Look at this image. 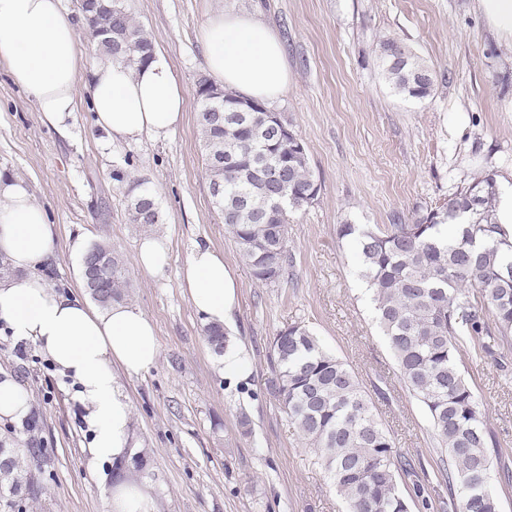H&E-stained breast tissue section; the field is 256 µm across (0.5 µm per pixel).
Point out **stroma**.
I'll use <instances>...</instances> for the list:
<instances>
[{"label": "stroma", "mask_w": 512, "mask_h": 512, "mask_svg": "<svg viewBox=\"0 0 512 512\" xmlns=\"http://www.w3.org/2000/svg\"><path fill=\"white\" fill-rule=\"evenodd\" d=\"M175 73L185 119L167 138L113 141L95 123L89 87L95 46L80 34L76 111L67 132L45 124L0 57V172L22 180L56 228L53 283L84 292L75 243H105L130 280L124 301L151 319L156 364L120 375L131 428L146 464L92 465L90 434L73 386L36 345L0 331V376L26 391L31 409L0 419V444L21 449L25 512H110L106 489L118 473L147 483L154 512H344L342 499L269 385L275 334L305 324L347 363L372 397L396 448L421 460L438 485L440 447L425 406L405 387L358 276L353 244L338 224H389L426 213L473 175L492 171L512 187V48L500 43L476 0H124ZM248 12L274 28L289 84L273 111L303 140L321 184L294 214L293 265L278 283L257 282L226 231L210 191L197 126V81L206 73L200 32L212 13ZM402 40L436 71L423 101L385 83L378 44ZM153 194L157 231L170 237L164 269L136 265L149 226L130 223L133 191ZM224 253L236 286L230 330L251 363L248 378L223 376L203 316L180 286L194 243ZM460 365L503 450L491 484L500 512H512V350L505 365L470 341ZM248 416L249 428L240 425Z\"/></svg>", "instance_id": "1"}]
</instances>
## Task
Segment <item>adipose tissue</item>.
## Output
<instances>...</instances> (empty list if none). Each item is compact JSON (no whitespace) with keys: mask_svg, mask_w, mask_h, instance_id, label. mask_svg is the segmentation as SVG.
<instances>
[{"mask_svg":"<svg viewBox=\"0 0 512 512\" xmlns=\"http://www.w3.org/2000/svg\"><path fill=\"white\" fill-rule=\"evenodd\" d=\"M207 69L240 96L270 103L288 88V62L277 34L250 13L211 16L202 29ZM0 57L43 120L66 128L76 103L77 22L62 0H0ZM92 108L113 139L168 136L182 121L183 96L163 55L128 70L109 61L93 69ZM55 227L21 180L0 174V255L13 270L0 279V325L34 342L74 380L76 400L93 434L95 460L130 454L131 405L117 374L149 370L159 355L154 323L133 307L104 309L55 291L43 270L53 256ZM181 284L198 313L225 325L235 284L224 254L194 244ZM112 512H152L145 484L120 481L107 490Z\"/></svg>","mask_w":512,"mask_h":512,"instance_id":"1","label":"adipose tissue"}]
</instances>
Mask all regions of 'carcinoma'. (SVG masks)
Returning a JSON list of instances; mask_svg holds the SVG:
<instances>
[{"instance_id": "obj_1", "label": "carcinoma", "mask_w": 512, "mask_h": 512, "mask_svg": "<svg viewBox=\"0 0 512 512\" xmlns=\"http://www.w3.org/2000/svg\"><path fill=\"white\" fill-rule=\"evenodd\" d=\"M86 28L99 54L127 69L153 58L155 47L137 25L123 0H96ZM382 73L405 99L428 98L436 72L396 38L378 45ZM198 125L210 184L224 186L214 198L241 259L254 279L276 283L292 264L288 250L291 214L317 200L321 184L309 165L306 148L293 147L297 133L275 141L266 127V111L251 113L252 131L218 118L217 108L237 100L235 91L209 84L198 90ZM286 164L288 204L270 210L273 186L265 172ZM482 198L470 209L473 191ZM499 191L495 176L478 174L438 208L391 224L336 226L339 239L356 249L359 277L372 295L378 326L408 390L426 407L438 444L445 453L439 470L448 496L440 512H500L489 484L492 457L502 449L481 411L475 388L458 360L459 342L467 338L485 355L512 349V234L498 224ZM132 224L153 225L160 215L136 194L128 204ZM89 251L106 258L101 270L109 288L96 297L102 306L124 299L130 287L120 258L105 244ZM494 327H489V323ZM212 351L220 356L230 342L217 325L206 328ZM276 377L272 390L289 422L312 447L321 467L343 497L347 512H432L433 500L416 462L396 448L348 364L325 351L317 337L294 323L273 336ZM13 466H0V487L17 494L22 484Z\"/></svg>"}]
</instances>
